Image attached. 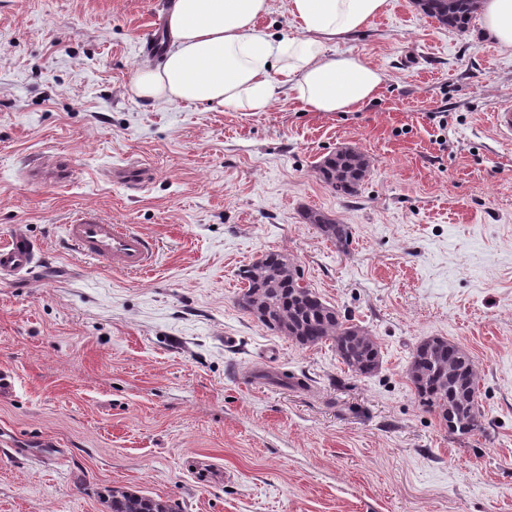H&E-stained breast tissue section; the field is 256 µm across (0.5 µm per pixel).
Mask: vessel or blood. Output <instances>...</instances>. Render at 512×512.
Instances as JSON below:
<instances>
[{"mask_svg": "<svg viewBox=\"0 0 512 512\" xmlns=\"http://www.w3.org/2000/svg\"><path fill=\"white\" fill-rule=\"evenodd\" d=\"M29 175L36 181L65 182L72 178L73 169L59 162L53 167L32 166ZM68 246L95 266L139 273L149 269L156 258L158 244L150 237L125 224H115L95 212H85L64 227ZM37 267L33 243L13 236L0 244V274L20 277L31 274Z\"/></svg>", "mask_w": 512, "mask_h": 512, "instance_id": "1", "label": "vessel or blood"}]
</instances>
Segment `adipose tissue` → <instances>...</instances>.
Returning a JSON list of instances; mask_svg holds the SVG:
<instances>
[{"label": "adipose tissue", "mask_w": 512, "mask_h": 512, "mask_svg": "<svg viewBox=\"0 0 512 512\" xmlns=\"http://www.w3.org/2000/svg\"><path fill=\"white\" fill-rule=\"evenodd\" d=\"M387 0H288L296 36L277 37L262 20L270 0H171L160 66L142 65L136 97L263 112L279 95L310 112H352L376 98L383 71L332 50L363 33ZM483 31L512 51V0H479Z\"/></svg>", "instance_id": "1"}]
</instances>
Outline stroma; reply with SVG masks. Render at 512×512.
<instances>
[{"label":"stroma","mask_w":512,"mask_h":512,"mask_svg":"<svg viewBox=\"0 0 512 512\" xmlns=\"http://www.w3.org/2000/svg\"><path fill=\"white\" fill-rule=\"evenodd\" d=\"M169 0H0V241L45 257L0 284V512H110L127 487L179 512H512V52L388 0L336 44L386 79L353 112L287 95L257 114L147 102L129 86ZM341 147L352 197L316 167ZM61 157L71 182L31 181ZM151 169L142 188L103 172ZM350 225L342 253L303 220ZM157 240L155 265L104 270L64 249L85 211ZM285 255L379 346L360 376L237 305L238 273ZM440 336L479 372L481 432L455 438L406 377ZM317 173L336 195L350 196L369 176L370 165L364 153L353 148H341L317 165Z\"/></svg>","instance_id":"35a3bbf8"}]
</instances>
